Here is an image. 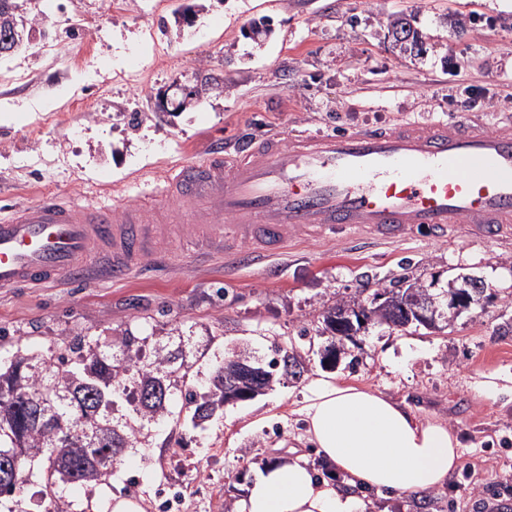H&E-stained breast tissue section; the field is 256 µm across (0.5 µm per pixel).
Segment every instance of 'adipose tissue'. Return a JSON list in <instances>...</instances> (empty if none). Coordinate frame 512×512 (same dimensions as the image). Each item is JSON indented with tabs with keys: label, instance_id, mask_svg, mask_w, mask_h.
I'll return each instance as SVG.
<instances>
[{
	"label": "adipose tissue",
	"instance_id": "adipose-tissue-1",
	"mask_svg": "<svg viewBox=\"0 0 512 512\" xmlns=\"http://www.w3.org/2000/svg\"><path fill=\"white\" fill-rule=\"evenodd\" d=\"M299 413L317 464L302 454L266 463L236 512H365L370 494L435 491L464 465L447 423L331 375L311 381Z\"/></svg>",
	"mask_w": 512,
	"mask_h": 512
}]
</instances>
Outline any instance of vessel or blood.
I'll use <instances>...</instances> for the list:
<instances>
[{
  "label": "vessel or blood",
  "instance_id": "1",
  "mask_svg": "<svg viewBox=\"0 0 512 512\" xmlns=\"http://www.w3.org/2000/svg\"><path fill=\"white\" fill-rule=\"evenodd\" d=\"M164 202L83 206L54 197L0 217V287L29 288L79 269L90 248L119 277L183 235L281 249L303 230L368 224L395 237L416 226L512 230V119L499 128L467 113L334 135L241 134L169 169Z\"/></svg>",
  "mask_w": 512,
  "mask_h": 512
}]
</instances>
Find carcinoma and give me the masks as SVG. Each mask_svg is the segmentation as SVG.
I'll use <instances>...</instances> for the list:
<instances>
[{
  "instance_id": "cac0c4a2",
  "label": "carcinoma",
  "mask_w": 512,
  "mask_h": 512,
  "mask_svg": "<svg viewBox=\"0 0 512 512\" xmlns=\"http://www.w3.org/2000/svg\"><path fill=\"white\" fill-rule=\"evenodd\" d=\"M21 22L15 13L14 0H0V34ZM400 288H378L369 299H339L323 312V322L330 331L343 337L344 327H336L332 314L348 306H365L364 322L405 326L411 313L399 303ZM362 322V323H364ZM362 323L354 321L356 329ZM122 357L103 349L96 340L82 339L65 347V353L55 359L40 358L19 350L9 365L0 369V391H8L14 398L12 409L0 414V452L20 444L29 452V459L47 456L59 470L44 478V491L61 501L57 512H73V504L61 500L58 488L62 484L102 482L111 475L106 464L89 456L88 446L95 442L102 451L112 452L115 464L121 463L125 450L123 442L128 435H136L150 421L167 410L170 395L187 383L189 371L184 364L171 363V357H146V339L119 336ZM235 360L216 368L208 391L198 396L188 393L192 419L205 421L224 405V386L238 371L239 363L253 365L244 351H234ZM275 365L282 366L283 374L301 377L304 364L298 355L282 351ZM135 394L137 422L127 425L124 433L112 426V410L116 400L129 393ZM42 397L53 405L64 426H73L72 441L66 448L55 445L53 430L33 423L35 410L29 405L33 397ZM26 461H21L14 477L0 476V498L12 495L22 478Z\"/></svg>"
}]
</instances>
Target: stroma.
<instances>
[{"label":"stroma","mask_w":512,"mask_h":512,"mask_svg":"<svg viewBox=\"0 0 512 512\" xmlns=\"http://www.w3.org/2000/svg\"><path fill=\"white\" fill-rule=\"evenodd\" d=\"M45 13V34L0 58V208L54 195L79 202H133L174 164L200 159L239 132H346L467 111L512 114V0H25ZM403 16L422 36L396 47L389 24ZM265 19L271 32L244 29ZM462 27H455V20ZM186 109L157 114L161 91L209 78ZM167 260L95 279L0 288V359L17 350L58 356L75 336L132 332L148 353L183 347L187 386L204 392L230 349L261 363L293 347L305 371L273 390L225 406L204 426L183 395L126 448L108 483L69 484L76 512H111L112 497H140L145 512H218L254 472L290 449L305 452L296 410L324 373L331 336L323 311L336 297L391 287L406 277L447 287L463 275L485 283L479 306L439 329L371 326L332 372L404 402L455 429L465 463L447 487L409 502L374 497L367 512H512V396L480 398L479 373L512 374V236L468 225L446 238L416 228L400 238L363 229L301 233L283 250L235 262L177 240ZM43 459L0 500L7 512H55L41 497Z\"/></svg>","instance_id":"1"}]
</instances>
